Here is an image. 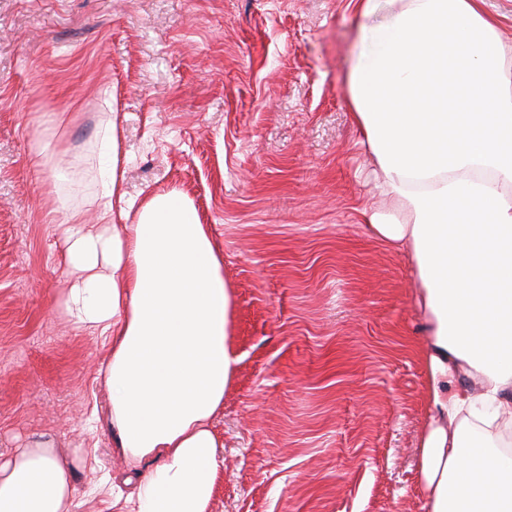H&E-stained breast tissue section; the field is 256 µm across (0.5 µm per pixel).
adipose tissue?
<instances>
[{
  "mask_svg": "<svg viewBox=\"0 0 512 512\" xmlns=\"http://www.w3.org/2000/svg\"><path fill=\"white\" fill-rule=\"evenodd\" d=\"M367 46L348 89L380 190L371 227L408 254L431 325L420 467L429 512H512V66L480 0H352ZM96 223L71 213L57 310L111 340L110 426L135 478L121 512H206L212 420L238 358L232 296L192 203L155 194L117 226L114 126L99 137ZM73 461L36 439L0 461V512H72Z\"/></svg>",
  "mask_w": 512,
  "mask_h": 512,
  "instance_id": "1",
  "label": "adipose tissue"
}]
</instances>
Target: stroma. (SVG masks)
Here are the masks:
<instances>
[{
  "label": "stroma",
  "mask_w": 512,
  "mask_h": 512,
  "mask_svg": "<svg viewBox=\"0 0 512 512\" xmlns=\"http://www.w3.org/2000/svg\"><path fill=\"white\" fill-rule=\"evenodd\" d=\"M361 37L348 0H0V460L53 438L76 512H108L85 456L128 469L110 345L54 313L60 238L71 211L96 221L113 120L127 223L183 194L233 297L207 512H428L430 331L409 257L369 228L389 197L350 108Z\"/></svg>",
  "instance_id": "1"
}]
</instances>
